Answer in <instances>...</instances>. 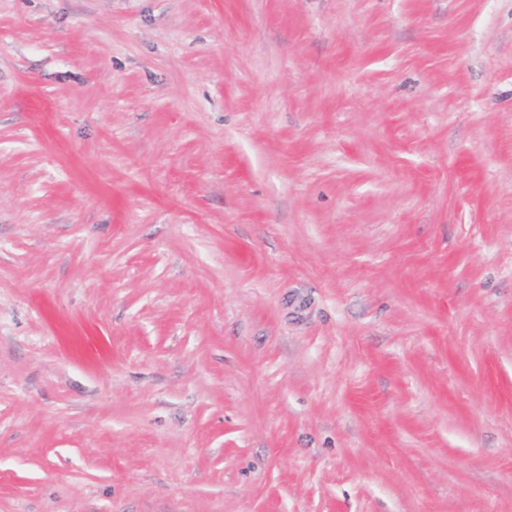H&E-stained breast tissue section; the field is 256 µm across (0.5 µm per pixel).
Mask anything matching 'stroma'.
<instances>
[{
    "mask_svg": "<svg viewBox=\"0 0 512 512\" xmlns=\"http://www.w3.org/2000/svg\"><path fill=\"white\" fill-rule=\"evenodd\" d=\"M0 512H512V0H0Z\"/></svg>",
    "mask_w": 512,
    "mask_h": 512,
    "instance_id": "35a3bbf8",
    "label": "stroma"
}]
</instances>
